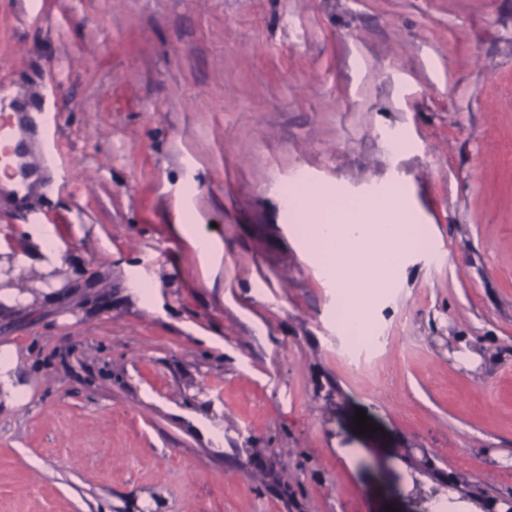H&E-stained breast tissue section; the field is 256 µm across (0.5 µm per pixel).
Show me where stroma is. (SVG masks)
Wrapping results in <instances>:
<instances>
[{"label":"stroma","mask_w":512,"mask_h":512,"mask_svg":"<svg viewBox=\"0 0 512 512\" xmlns=\"http://www.w3.org/2000/svg\"><path fill=\"white\" fill-rule=\"evenodd\" d=\"M15 106L59 116L0 242L82 285L0 323V512L512 507V0H0ZM295 180L427 242L363 366ZM15 367L16 361L13 350H1L0 379L5 383V389L8 392L5 395L6 405L10 407L19 406L25 400L26 397L25 389L20 385H14Z\"/></svg>","instance_id":"obj_1"}]
</instances>
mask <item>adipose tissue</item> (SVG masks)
<instances>
[{
	"label": "adipose tissue",
	"mask_w": 512,
	"mask_h": 512,
	"mask_svg": "<svg viewBox=\"0 0 512 512\" xmlns=\"http://www.w3.org/2000/svg\"><path fill=\"white\" fill-rule=\"evenodd\" d=\"M326 216L306 229V246L328 265L332 281L348 296L349 316L371 307L370 289L375 283L393 279L411 251L412 216L400 193L386 192L376 200L355 206H326ZM61 258L49 226L31 225L24 248L0 249V319L32 304L20 279L29 268L48 272Z\"/></svg>",
	"instance_id": "ef3b65f1"
}]
</instances>
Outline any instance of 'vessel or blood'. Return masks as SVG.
Wrapping results in <instances>:
<instances>
[{
    "mask_svg": "<svg viewBox=\"0 0 512 512\" xmlns=\"http://www.w3.org/2000/svg\"><path fill=\"white\" fill-rule=\"evenodd\" d=\"M45 115L35 112L0 114V176L14 182L17 190L31 186L34 173L25 161L32 140L46 129Z\"/></svg>",
    "mask_w": 512,
    "mask_h": 512,
    "instance_id": "b4317fda",
    "label": "vessel or blood"
}]
</instances>
